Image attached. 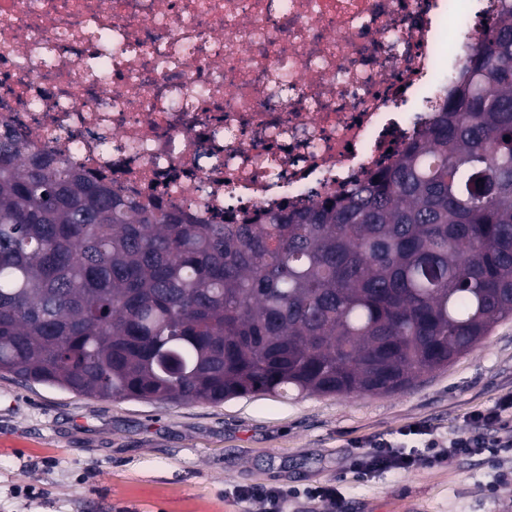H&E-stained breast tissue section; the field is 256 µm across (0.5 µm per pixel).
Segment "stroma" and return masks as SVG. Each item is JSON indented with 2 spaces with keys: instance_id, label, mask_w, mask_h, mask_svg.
I'll return each mask as SVG.
<instances>
[{
  "instance_id": "obj_1",
  "label": "stroma",
  "mask_w": 512,
  "mask_h": 512,
  "mask_svg": "<svg viewBox=\"0 0 512 512\" xmlns=\"http://www.w3.org/2000/svg\"><path fill=\"white\" fill-rule=\"evenodd\" d=\"M512 397V319L387 394L249 396L221 404L101 400L0 375V512H263L243 486H337L340 512H512V457L475 452L355 473L360 443L475 430ZM36 488L16 497L15 488Z\"/></svg>"
}]
</instances>
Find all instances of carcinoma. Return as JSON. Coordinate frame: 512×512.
Masks as SVG:
<instances>
[{
	"label": "carcinoma",
	"instance_id": "1",
	"mask_svg": "<svg viewBox=\"0 0 512 512\" xmlns=\"http://www.w3.org/2000/svg\"><path fill=\"white\" fill-rule=\"evenodd\" d=\"M393 164L263 224L0 138V372L105 400L403 390L512 318V0Z\"/></svg>",
	"mask_w": 512,
	"mask_h": 512
}]
</instances>
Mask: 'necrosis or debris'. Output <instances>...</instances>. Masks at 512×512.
Returning <instances> with one entry per match:
<instances>
[{
  "mask_svg": "<svg viewBox=\"0 0 512 512\" xmlns=\"http://www.w3.org/2000/svg\"><path fill=\"white\" fill-rule=\"evenodd\" d=\"M493 0H0V135L221 224L334 198L429 118Z\"/></svg>",
  "mask_w": 512,
  "mask_h": 512,
  "instance_id": "4bbe7bcc",
  "label": "necrosis or debris"
}]
</instances>
